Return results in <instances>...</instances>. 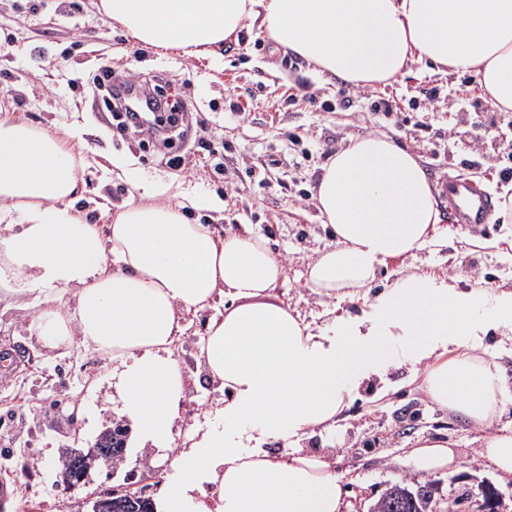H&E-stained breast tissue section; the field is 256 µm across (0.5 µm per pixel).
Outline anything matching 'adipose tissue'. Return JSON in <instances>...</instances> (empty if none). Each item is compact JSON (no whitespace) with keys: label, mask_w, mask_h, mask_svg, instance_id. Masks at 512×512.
Here are the masks:
<instances>
[{"label":"adipose tissue","mask_w":512,"mask_h":512,"mask_svg":"<svg viewBox=\"0 0 512 512\" xmlns=\"http://www.w3.org/2000/svg\"><path fill=\"white\" fill-rule=\"evenodd\" d=\"M138 42L204 57L246 29L356 87L389 83L412 58L439 73L472 71L488 102L512 110V0H100ZM58 134L0 114V292L34 296L32 331L51 349L81 341L112 361L121 412L136 443L172 445L185 398L171 351L182 314L228 298L208 319L202 359L226 393L190 426L161 512H340L342 478L329 459L265 440L301 438L336 423L358 386L407 366L426 368L438 405L486 429L480 451L512 477V429L494 418L512 392L495 362L471 355L492 331L512 332V290L459 288L427 274L397 277L362 315L311 331L271 289L283 273L264 239L191 224L167 187L132 177L139 204L111 224L75 203L83 167ZM333 240L309 269L329 296L367 286L386 259L433 240L439 211L419 156L385 134L355 138L327 165L314 196ZM456 464L425 442L404 467L427 474ZM217 501L200 498L202 481Z\"/></svg>","instance_id":"adipose-tissue-1"}]
</instances>
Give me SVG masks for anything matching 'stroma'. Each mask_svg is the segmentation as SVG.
Here are the masks:
<instances>
[{
	"label": "stroma",
	"instance_id": "stroma-1",
	"mask_svg": "<svg viewBox=\"0 0 512 512\" xmlns=\"http://www.w3.org/2000/svg\"><path fill=\"white\" fill-rule=\"evenodd\" d=\"M96 2L0 0V33L8 37L0 44V109L50 131H81L74 151L86 165V193L77 206L94 221H101L103 211L139 200L112 166L115 157L127 159L137 174L171 193L221 200L224 206L217 210L187 208L189 221L211 225L221 235L246 227L261 235L284 265L274 296L313 328L361 314L401 273L448 275L461 288L479 281L512 290V226L496 220L472 231L443 219L437 242L387 260L358 294L328 298L307 283L309 263L331 241L314 199L323 167L356 137L390 135L420 157L433 185L464 172L489 183L496 200L512 196V179L500 178L502 170L512 169L507 149L512 112L486 102L478 75H443L415 60L404 76L370 88L368 97L348 108L340 103L344 82L275 49L262 31L225 43L221 58L190 57L136 41ZM105 64L194 103L188 135L174 148L184 159L182 168L169 167L166 156L142 138L117 132L112 113L92 93ZM237 87L253 94L239 112L231 109ZM431 90L437 93L432 109L425 97ZM383 98L392 102L394 113L378 111ZM223 309L218 299L211 310L181 320L174 356L185 377L186 400L172 428L175 441L224 400L199 356L207 320ZM34 315L25 299L0 301V351L16 352L23 362L20 369L0 371V456H12L8 468H0V481L14 499L30 492L28 468L37 466L42 482L66 499L68 512H86V501L111 489L113 480L97 466L84 483L71 486L60 475V459L76 437L94 441L119 417L116 381L98 353L77 344L67 350L42 347L29 330ZM424 377V371L406 366L371 377L334 427L299 440L304 453L334 461L345 492L342 512H372L386 487L408 478L401 464L405 455L426 441L453 448L459 461L454 469L426 477L441 512L483 481L512 494V479L500 478L479 455L483 430L434 403ZM58 402H80L85 411L70 422L55 412ZM13 499L0 512H16Z\"/></svg>",
	"mask_w": 512,
	"mask_h": 512
}]
</instances>
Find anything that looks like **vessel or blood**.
<instances>
[{
  "instance_id": "b4317fda",
  "label": "vessel or blood",
  "mask_w": 512,
  "mask_h": 512,
  "mask_svg": "<svg viewBox=\"0 0 512 512\" xmlns=\"http://www.w3.org/2000/svg\"><path fill=\"white\" fill-rule=\"evenodd\" d=\"M441 194L448 201L452 223L472 229L488 223L494 207V196L481 183L460 174L442 183Z\"/></svg>"
}]
</instances>
